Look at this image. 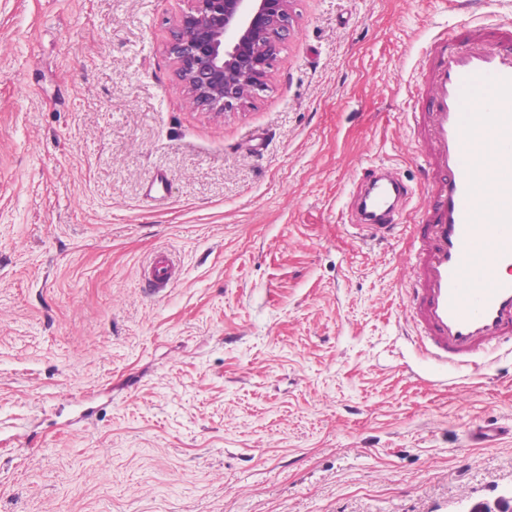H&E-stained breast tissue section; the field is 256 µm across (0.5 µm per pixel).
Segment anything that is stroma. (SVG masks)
Returning a JSON list of instances; mask_svg holds the SVG:
<instances>
[{"instance_id":"35a3bbf8","label":"stroma","mask_w":512,"mask_h":512,"mask_svg":"<svg viewBox=\"0 0 512 512\" xmlns=\"http://www.w3.org/2000/svg\"><path fill=\"white\" fill-rule=\"evenodd\" d=\"M187 0H0V512H472L512 495V349L411 339L432 40L512 0H291L267 88L189 102ZM413 192L361 238L363 169ZM159 251L179 275L150 293Z\"/></svg>"}]
</instances>
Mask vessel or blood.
Returning <instances> with one entry per match:
<instances>
[{
	"instance_id": "obj_1",
	"label": "vessel or blood",
	"mask_w": 512,
	"mask_h": 512,
	"mask_svg": "<svg viewBox=\"0 0 512 512\" xmlns=\"http://www.w3.org/2000/svg\"><path fill=\"white\" fill-rule=\"evenodd\" d=\"M425 111H412L426 199L413 238L406 318L436 362L459 366L512 343V37L468 22L434 39L422 71ZM481 132L491 150L478 174L469 149ZM493 185L479 197L477 180ZM412 192L390 166L364 171L350 206L361 236L393 237ZM489 221L479 223L478 209ZM175 263L155 254L145 278L167 288Z\"/></svg>"
}]
</instances>
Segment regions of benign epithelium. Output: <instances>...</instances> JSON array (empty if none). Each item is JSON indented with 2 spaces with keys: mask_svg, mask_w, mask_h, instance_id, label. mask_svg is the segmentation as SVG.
<instances>
[{
  "mask_svg": "<svg viewBox=\"0 0 512 512\" xmlns=\"http://www.w3.org/2000/svg\"><path fill=\"white\" fill-rule=\"evenodd\" d=\"M292 24L289 0H189L167 53L194 107L232 112L265 90Z\"/></svg>",
  "mask_w": 512,
  "mask_h": 512,
  "instance_id": "7a95c632",
  "label": "benign epithelium"
}]
</instances>
